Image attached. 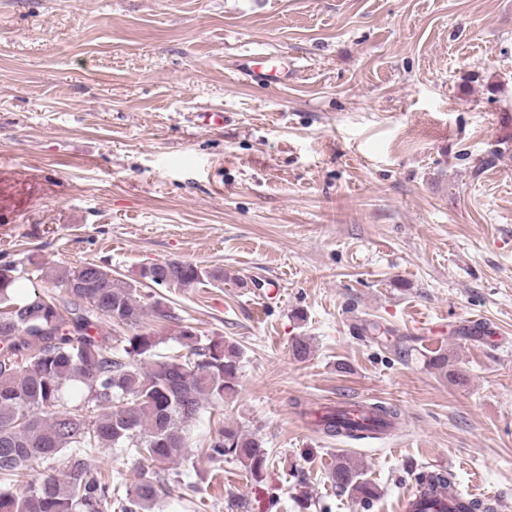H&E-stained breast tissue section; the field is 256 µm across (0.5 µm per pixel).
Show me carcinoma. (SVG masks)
<instances>
[{
    "label": "carcinoma",
    "mask_w": 512,
    "mask_h": 512,
    "mask_svg": "<svg viewBox=\"0 0 512 512\" xmlns=\"http://www.w3.org/2000/svg\"><path fill=\"white\" fill-rule=\"evenodd\" d=\"M62 295L37 289L13 264L0 265V479L20 491L0 490V512H151L167 494L165 465L192 455V428L202 412L237 392L240 351L222 338L201 339L190 327L176 342L184 352L163 355V339L131 336L113 350L101 318L117 325L140 322L145 309L137 286L112 278L88 262L55 272ZM222 281L224 270H203L180 260L142 268L139 279L155 286L188 288L203 279ZM31 291L17 294L19 281ZM86 392L69 405L72 388ZM373 426L349 427L330 410L313 425L329 437L359 439L389 429L398 413L383 404L365 406ZM100 448H124L136 456L137 480L126 489L95 463ZM213 461L233 459L260 481L270 460L261 438L234 426H219L201 442ZM339 491L363 507L379 497L377 486L359 479L357 466L341 461L331 472ZM414 499L448 496L452 475L426 470L415 478Z\"/></svg>",
    "instance_id": "cac0c4a2"
}]
</instances>
